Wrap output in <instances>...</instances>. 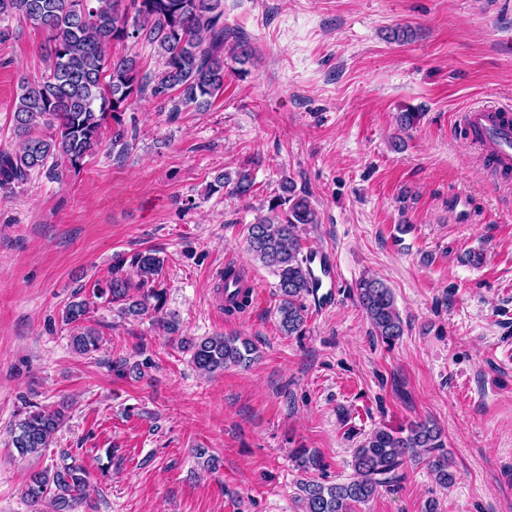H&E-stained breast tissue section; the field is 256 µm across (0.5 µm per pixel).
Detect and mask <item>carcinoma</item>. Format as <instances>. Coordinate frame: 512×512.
Listing matches in <instances>:
<instances>
[{"instance_id":"obj_1","label":"carcinoma","mask_w":512,"mask_h":512,"mask_svg":"<svg viewBox=\"0 0 512 512\" xmlns=\"http://www.w3.org/2000/svg\"><path fill=\"white\" fill-rule=\"evenodd\" d=\"M10 19L32 23L45 34L47 67L37 81L22 77L12 106L18 146L0 150V193L9 195L28 184L33 175L57 179L63 169L78 170L84 158L101 145L109 121L112 148L117 158L128 154V131L121 113L138 98L150 95L170 112L204 110L224 92V55L244 64L253 55L249 43L224 24V0H0V43L14 34ZM145 43L154 48L162 67L140 73L137 55L112 53V46ZM225 188L240 198L253 193L251 173L240 170L215 177L209 191ZM318 223L307 196L296 192L293 182L281 185L271 199L268 214L247 228V248L278 278L277 313L280 327L292 336L303 334L306 296L316 279L297 234L298 226ZM164 260L148 250L115 256L109 276L94 284L98 299L118 306L126 318L153 315L157 327L172 332L175 326L160 315L163 290L155 287ZM241 275L224 271L223 296L237 302ZM360 306L376 335L391 344L403 335V322L390 288L378 278L356 284ZM88 302L71 301L63 312L72 326L71 346L80 354L98 350L96 332L84 326ZM195 367L205 374L247 367L256 359V348L239 336L215 334L181 340ZM70 405L55 409L35 407L25 412L11 429V445L19 457L38 454L48 447L62 426ZM426 461L435 482L446 488L454 480L447 443L432 421L380 427L354 449V475L347 482L325 485L307 481L300 487L302 512H356L384 486L388 475L405 461ZM88 483L85 468L64 455L51 470L35 471L25 486L34 512L48 505L52 512H75Z\"/></svg>"}]
</instances>
